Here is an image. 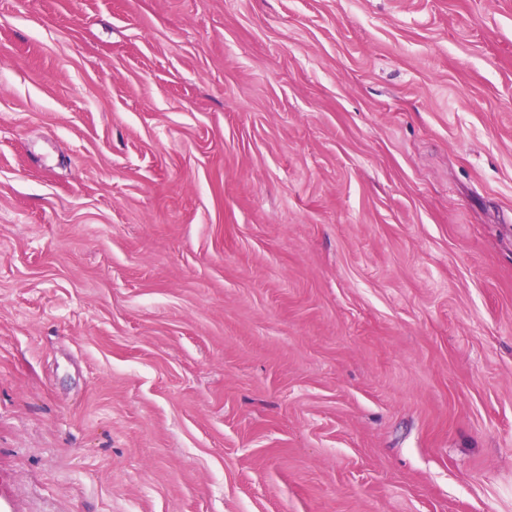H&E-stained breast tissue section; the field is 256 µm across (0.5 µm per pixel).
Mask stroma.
I'll list each match as a JSON object with an SVG mask.
<instances>
[{"mask_svg": "<svg viewBox=\"0 0 512 512\" xmlns=\"http://www.w3.org/2000/svg\"><path fill=\"white\" fill-rule=\"evenodd\" d=\"M0 512H512V0H0Z\"/></svg>", "mask_w": 512, "mask_h": 512, "instance_id": "stroma-1", "label": "stroma"}]
</instances>
